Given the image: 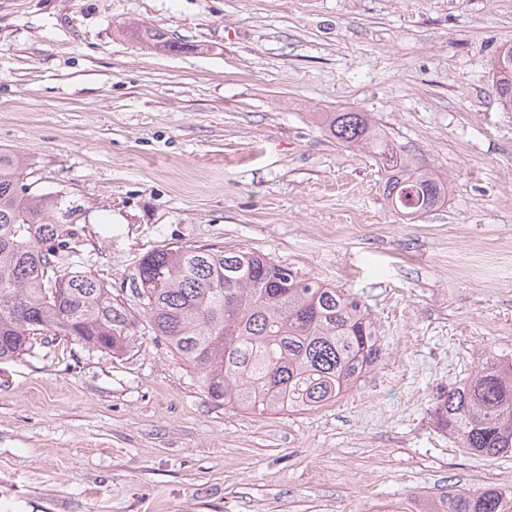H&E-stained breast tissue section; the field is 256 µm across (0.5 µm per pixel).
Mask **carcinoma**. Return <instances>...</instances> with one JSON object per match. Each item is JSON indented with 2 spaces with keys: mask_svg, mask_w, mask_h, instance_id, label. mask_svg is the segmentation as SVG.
<instances>
[{
  "mask_svg": "<svg viewBox=\"0 0 512 512\" xmlns=\"http://www.w3.org/2000/svg\"><path fill=\"white\" fill-rule=\"evenodd\" d=\"M120 33L157 52L184 50L155 27ZM510 65L511 46L497 54L492 77L503 108L512 111V93L501 86ZM319 120L338 144L366 149L380 164L383 196L398 215L410 221L448 199V183L367 113L321 112ZM84 214L62 191H30L22 159L0 151V361L38 342L65 340L118 356L134 345L131 304L76 258L71 225ZM129 290L204 396L241 412L323 406L353 388L378 357L379 338L358 300L268 254L166 245L138 260ZM432 414L470 454L512 452V359H480L470 379L439 394ZM444 512H512V493L454 490Z\"/></svg>",
  "mask_w": 512,
  "mask_h": 512,
  "instance_id": "cac0c4a2",
  "label": "carcinoma"
}]
</instances>
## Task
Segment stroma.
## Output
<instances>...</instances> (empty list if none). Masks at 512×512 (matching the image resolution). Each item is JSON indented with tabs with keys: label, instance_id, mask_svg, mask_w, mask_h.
<instances>
[{
	"label": "stroma",
	"instance_id": "1",
	"mask_svg": "<svg viewBox=\"0 0 512 512\" xmlns=\"http://www.w3.org/2000/svg\"><path fill=\"white\" fill-rule=\"evenodd\" d=\"M164 28L159 54L120 29ZM512 0H0V149L87 209L113 287L165 245L245 247L344 288L381 352L318 409L204 397L146 322L131 352L0 361V512H439L512 490V453L434 426L439 391L512 358V112L489 68ZM356 109L448 183L400 219L367 153L311 119Z\"/></svg>",
	"mask_w": 512,
	"mask_h": 512
}]
</instances>
